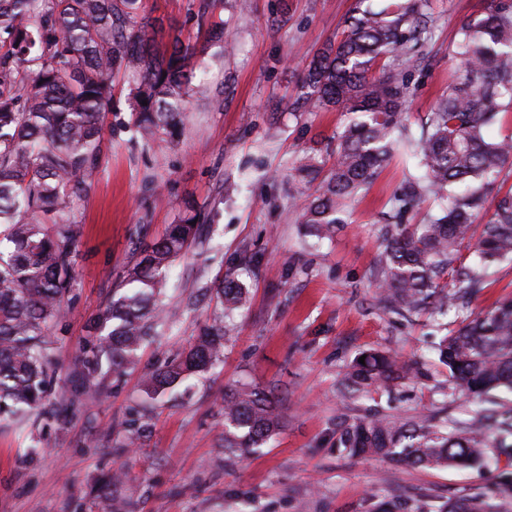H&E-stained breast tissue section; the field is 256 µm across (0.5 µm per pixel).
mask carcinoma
I'll return each mask as SVG.
<instances>
[{
    "label": "carcinoma",
    "mask_w": 512,
    "mask_h": 512,
    "mask_svg": "<svg viewBox=\"0 0 512 512\" xmlns=\"http://www.w3.org/2000/svg\"><path fill=\"white\" fill-rule=\"evenodd\" d=\"M428 0H355L339 39L307 65L295 109L347 116L332 136L335 159L324 169L303 156L294 178L318 186L299 191L303 234L330 240L347 223L351 204L407 146L423 169L392 199L371 278L377 307L418 315L460 309L485 288L490 269L512 259V192L495 191L512 169V134L485 130L512 111V0H488L461 23L452 59L458 78L437 100L420 135L404 113L408 73L420 65L415 48L427 33ZM390 57L399 60L394 66ZM195 46L175 36L161 50L154 26L138 15V0H0V416L64 422L88 400L105 396L112 380L134 368L159 329L176 322L160 302L167 273L195 242L205 215L191 211L159 241L138 251L110 300L87 324L69 370L70 396L48 398L56 370L52 327L75 277L80 234L67 219L100 171L112 79L140 77L131 111L145 142L177 127L199 92ZM147 105H142V102ZM434 198L438 210L422 224L405 216ZM488 216L478 224V215ZM474 244L467 261L463 251ZM221 314L250 305L249 287L227 276L211 285ZM223 322L205 323L187 349L141 380L145 406L126 422L121 447L137 445L150 419L148 403L188 391L224 357ZM438 361L452 388L475 404L468 417L422 413L411 418L372 414L343 425L340 443L356 458L389 459L424 469L467 468L487 462L486 448L512 465V411L494 400L512 389V296L471 313L441 337ZM340 374L346 392L369 399L402 379L421 380L420 363L397 353L364 352ZM224 451L257 453L283 426L281 401L245 383L224 386ZM441 512H490L478 494L448 499Z\"/></svg>",
    "instance_id": "obj_1"
}]
</instances>
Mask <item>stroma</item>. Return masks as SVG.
<instances>
[{"instance_id": "obj_1", "label": "stroma", "mask_w": 512, "mask_h": 512, "mask_svg": "<svg viewBox=\"0 0 512 512\" xmlns=\"http://www.w3.org/2000/svg\"><path fill=\"white\" fill-rule=\"evenodd\" d=\"M487 0H431L430 37L411 74V127L455 78L451 58L463 20ZM199 0H140L139 14L164 32L205 43ZM354 0H222L229 48L205 55L203 92L171 132L145 145L134 123L130 89L119 74L106 116L99 176L70 209L82 227L76 276L54 326L58 362L53 398L69 388L68 366L139 245L182 223L187 205L208 217L203 242L178 260L164 302L180 320L148 343L135 369L102 400L79 407L67 422H0V512H104L95 491L120 473L115 501L129 512H433L448 498L482 494L496 502L502 473L483 468L424 470L387 460L353 459L339 443L340 419L379 413L409 417L448 402L444 370L433 347L447 316L402 317L378 309L369 274L380 249L389 200L419 174L413 157L393 162L356 199L335 238L311 246L297 224L298 188L290 172L304 155L327 159L345 118L338 112H294L290 105L313 54L341 35ZM235 275L252 296L250 310L224 319V358L185 397L153 406L140 447L112 442L139 402L142 376L176 354L214 318L208 289ZM390 350L424 363L428 378L405 380L373 399L346 402L338 375L359 353ZM278 388L284 426L270 446L228 460L224 455L225 385Z\"/></svg>"}]
</instances>
